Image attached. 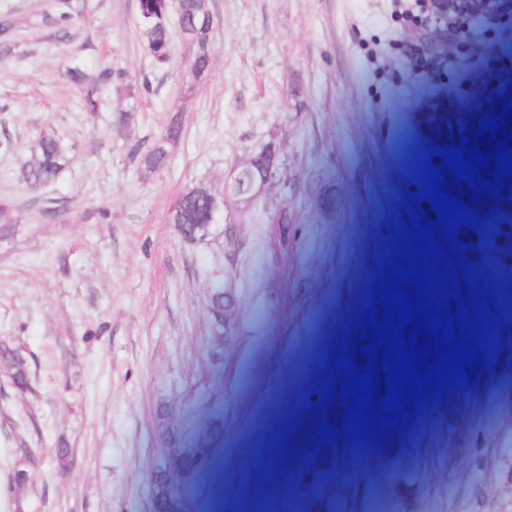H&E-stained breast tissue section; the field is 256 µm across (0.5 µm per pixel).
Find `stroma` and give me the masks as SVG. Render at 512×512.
I'll list each match as a JSON object with an SVG mask.
<instances>
[{
  "mask_svg": "<svg viewBox=\"0 0 512 512\" xmlns=\"http://www.w3.org/2000/svg\"><path fill=\"white\" fill-rule=\"evenodd\" d=\"M57 0H0V348L24 384L0 374V512H156L153 481H171L168 512H288L321 456L314 425L342 429L340 401L305 406L328 365L300 369L298 339L341 344L361 313L376 251L415 193L408 155L448 143V116L477 81L512 70L484 51L512 42V17L476 24L461 69L410 71L391 0H211V70L172 37L166 69L137 38V0H72L61 40ZM124 70L129 90H97L96 110L69 68ZM157 82L139 93L143 79ZM178 120L167 167L141 172ZM73 146L60 178L30 189L24 170L38 129ZM276 145L282 179L233 203L229 220L190 242L169 221L193 187L222 194L242 161ZM56 201L62 219L45 218ZM462 228L486 279L512 271V224ZM233 304L227 336L207 303ZM333 314L313 315L324 305ZM490 370L428 403L385 445L335 448L336 478L309 512H478L512 492V434L488 415L512 388V323ZM28 481L16 491L14 468Z\"/></svg>",
  "mask_w": 512,
  "mask_h": 512,
  "instance_id": "stroma-1",
  "label": "stroma"
}]
</instances>
